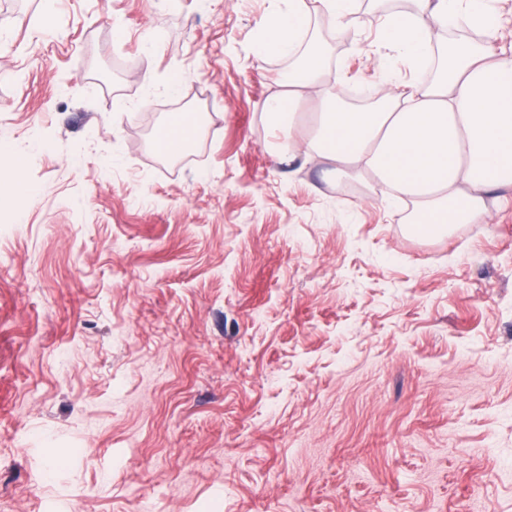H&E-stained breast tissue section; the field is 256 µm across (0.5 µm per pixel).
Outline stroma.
Returning <instances> with one entry per match:
<instances>
[{
    "label": "stroma",
    "mask_w": 512,
    "mask_h": 512,
    "mask_svg": "<svg viewBox=\"0 0 512 512\" xmlns=\"http://www.w3.org/2000/svg\"><path fill=\"white\" fill-rule=\"evenodd\" d=\"M287 10L0 6L36 189L0 206V512H512V188L430 237L372 175L282 161L287 60L254 49ZM312 19L347 104L412 79L361 0ZM196 132V119L191 113H181L157 131L154 147L161 153H170L172 150L182 151L193 142Z\"/></svg>",
    "instance_id": "1"
}]
</instances>
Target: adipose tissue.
<instances>
[{
  "mask_svg": "<svg viewBox=\"0 0 512 512\" xmlns=\"http://www.w3.org/2000/svg\"><path fill=\"white\" fill-rule=\"evenodd\" d=\"M413 11L391 14L381 38L402 50L422 81L387 89L366 109L341 105L326 87L328 54L313 46L281 73V93L264 112L276 119L286 143L283 157L299 151L335 162L338 171L372 174L396 198H410L413 222L433 236L452 224H468L485 212L490 190L512 186V45L496 44L501 26L492 0H415ZM309 25L305 0H290L259 39V60L297 55ZM317 98V126L296 143L298 92ZM197 121L176 115L156 133L154 147L167 153L193 142Z\"/></svg>",
  "mask_w": 512,
  "mask_h": 512,
  "instance_id": "adipose-tissue-1",
  "label": "adipose tissue"
}]
</instances>
